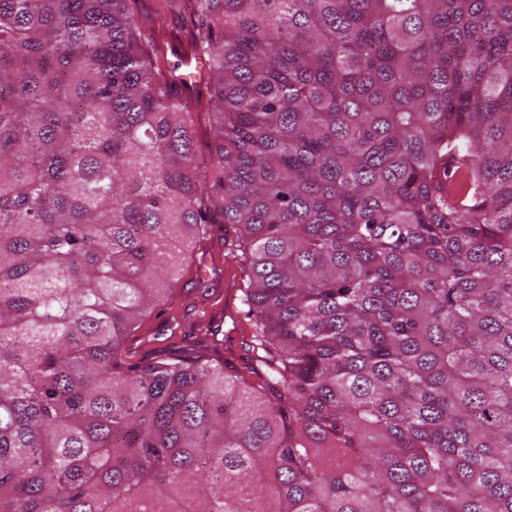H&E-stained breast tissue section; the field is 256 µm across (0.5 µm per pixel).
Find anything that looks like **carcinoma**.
I'll return each instance as SVG.
<instances>
[{"mask_svg":"<svg viewBox=\"0 0 512 512\" xmlns=\"http://www.w3.org/2000/svg\"><path fill=\"white\" fill-rule=\"evenodd\" d=\"M186 1L192 102L134 0H0V512H512V0ZM213 224L257 386L130 362Z\"/></svg>","mask_w":512,"mask_h":512,"instance_id":"obj_1","label":"carcinoma"}]
</instances>
